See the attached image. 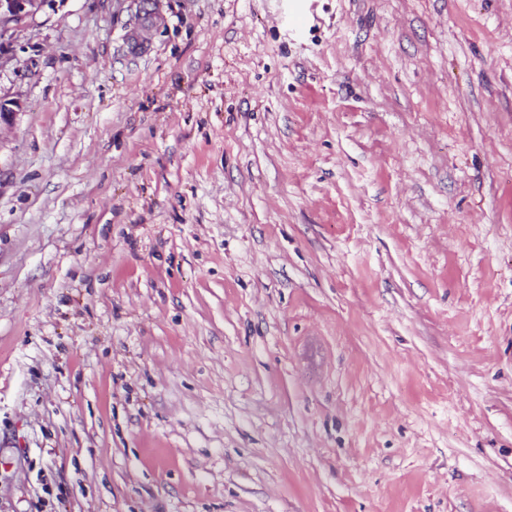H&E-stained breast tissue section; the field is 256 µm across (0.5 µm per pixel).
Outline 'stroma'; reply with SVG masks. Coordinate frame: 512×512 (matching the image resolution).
I'll list each match as a JSON object with an SVG mask.
<instances>
[{"instance_id": "stroma-1", "label": "stroma", "mask_w": 512, "mask_h": 512, "mask_svg": "<svg viewBox=\"0 0 512 512\" xmlns=\"http://www.w3.org/2000/svg\"><path fill=\"white\" fill-rule=\"evenodd\" d=\"M55 0L0 95V512H512V0ZM134 8V23L124 35V44L132 55L145 52L154 31L157 30L160 16L155 10L158 0H130Z\"/></svg>"}]
</instances>
